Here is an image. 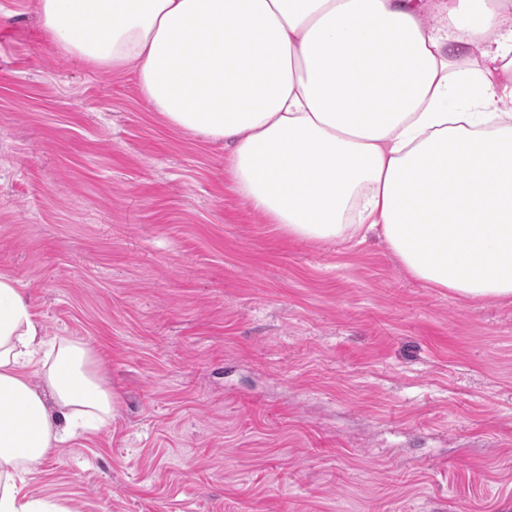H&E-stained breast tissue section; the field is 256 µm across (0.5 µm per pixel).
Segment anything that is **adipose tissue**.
<instances>
[{
  "instance_id": "ef3b65f1",
  "label": "adipose tissue",
  "mask_w": 512,
  "mask_h": 512,
  "mask_svg": "<svg viewBox=\"0 0 512 512\" xmlns=\"http://www.w3.org/2000/svg\"><path fill=\"white\" fill-rule=\"evenodd\" d=\"M38 0L42 33L133 71L167 124L232 148L237 192L288 237L383 239L428 287L512 299V0ZM82 341L47 338L0 274V512L109 425Z\"/></svg>"
}]
</instances>
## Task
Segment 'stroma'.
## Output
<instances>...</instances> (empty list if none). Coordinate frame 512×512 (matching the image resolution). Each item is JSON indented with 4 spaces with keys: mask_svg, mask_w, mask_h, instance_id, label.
I'll use <instances>...</instances> for the list:
<instances>
[{
    "mask_svg": "<svg viewBox=\"0 0 512 512\" xmlns=\"http://www.w3.org/2000/svg\"><path fill=\"white\" fill-rule=\"evenodd\" d=\"M0 273L120 396L25 488L71 512H512V302L288 237L223 144L0 0Z\"/></svg>",
    "mask_w": 512,
    "mask_h": 512,
    "instance_id": "obj_1",
    "label": "stroma"
}]
</instances>
